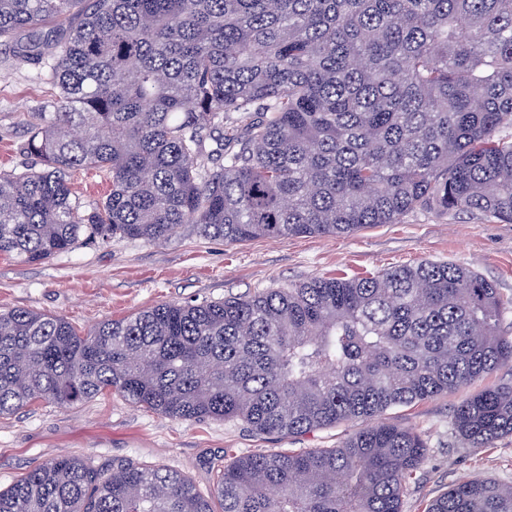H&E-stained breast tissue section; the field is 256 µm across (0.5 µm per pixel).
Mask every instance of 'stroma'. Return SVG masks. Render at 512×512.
<instances>
[{
  "mask_svg": "<svg viewBox=\"0 0 512 512\" xmlns=\"http://www.w3.org/2000/svg\"><path fill=\"white\" fill-rule=\"evenodd\" d=\"M44 70L37 61L15 66L8 48L0 46V150L8 153L2 171L40 167L23 146L35 112L55 98ZM422 260L473 268L498 288L503 300L512 301V223L417 210L398 224L338 236L231 244L203 237L187 224L165 241L83 244L39 263L0 255V310L25 307L60 315L85 333L102 321L162 303L217 301L315 276H363ZM507 380L512 382V369L503 367L454 393L384 414V422L421 433L427 442L402 512H425L432 499L459 480L512 484V435L489 448H472L452 427L453 410L465 396ZM358 428L346 422L277 438L236 420H173L113 393L72 407L39 401L0 418V486L46 460L74 455L103 471L116 460L169 468L206 494L218 472L239 458L336 448Z\"/></svg>",
  "mask_w": 512,
  "mask_h": 512,
  "instance_id": "obj_1",
  "label": "stroma"
}]
</instances>
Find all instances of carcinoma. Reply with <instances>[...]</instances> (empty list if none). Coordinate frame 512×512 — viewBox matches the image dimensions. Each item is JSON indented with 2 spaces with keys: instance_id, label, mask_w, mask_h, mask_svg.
I'll list each match as a JSON object with an SVG mask.
<instances>
[{
  "instance_id": "cac0c4a2",
  "label": "carcinoma",
  "mask_w": 512,
  "mask_h": 512,
  "mask_svg": "<svg viewBox=\"0 0 512 512\" xmlns=\"http://www.w3.org/2000/svg\"><path fill=\"white\" fill-rule=\"evenodd\" d=\"M58 89L0 172V254L83 243L338 235L430 210L512 223V0H0V46ZM220 148L206 151L211 133ZM110 178L73 199L72 172ZM507 306L477 271L420 261L201 304L87 333L0 311V417L108 391L174 420L297 437L446 395L512 366ZM473 448L512 434V383L456 407ZM427 444L367 424L338 448L254 454L211 497L133 461L52 458L0 489V512H402ZM426 512H512L471 479ZM72 183L74 195L87 208L94 207L105 199L111 189L109 180L95 171L76 172Z\"/></svg>"
}]
</instances>
